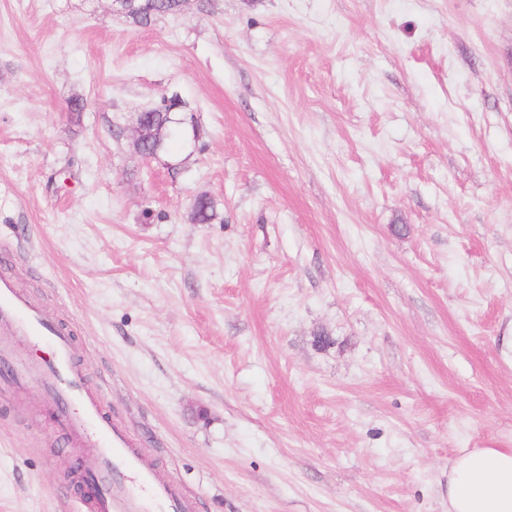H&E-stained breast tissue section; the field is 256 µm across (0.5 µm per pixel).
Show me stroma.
Returning a JSON list of instances; mask_svg holds the SVG:
<instances>
[{"instance_id":"35a3bbf8","label":"stroma","mask_w":512,"mask_h":512,"mask_svg":"<svg viewBox=\"0 0 512 512\" xmlns=\"http://www.w3.org/2000/svg\"><path fill=\"white\" fill-rule=\"evenodd\" d=\"M2 274L196 512H448L512 448V0H0ZM43 389L0 390V512H87ZM145 4L144 8L130 13L127 17L131 18L134 23L146 25L151 20L163 14L175 13L178 11L180 1L178 0H142ZM170 97L169 100L164 99L161 105L142 111L145 112V119L151 132L149 151L155 155L164 151L169 140L175 135L173 108L179 99L177 95Z\"/></svg>"}]
</instances>
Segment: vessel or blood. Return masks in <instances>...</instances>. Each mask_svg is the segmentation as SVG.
Masks as SVG:
<instances>
[{
  "label": "vessel or blood",
  "instance_id": "b4317fda",
  "mask_svg": "<svg viewBox=\"0 0 512 512\" xmlns=\"http://www.w3.org/2000/svg\"><path fill=\"white\" fill-rule=\"evenodd\" d=\"M14 326L17 336L33 345H47L53 356L35 364L16 356L0 343V362L12 379L23 376L45 380V396L59 406L63 428L83 444L98 449L99 462L90 474L97 492L93 512H194L195 504L155 471L130 446L124 431L89 393L76 365V350L66 327L54 322L8 277L0 276V323Z\"/></svg>",
  "mask_w": 512,
  "mask_h": 512
}]
</instances>
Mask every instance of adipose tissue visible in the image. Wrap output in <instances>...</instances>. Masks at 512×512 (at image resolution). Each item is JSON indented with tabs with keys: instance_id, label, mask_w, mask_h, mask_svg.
<instances>
[{
	"instance_id": "1",
	"label": "adipose tissue",
	"mask_w": 512,
	"mask_h": 512,
	"mask_svg": "<svg viewBox=\"0 0 512 512\" xmlns=\"http://www.w3.org/2000/svg\"><path fill=\"white\" fill-rule=\"evenodd\" d=\"M448 512H512V448H476L448 471Z\"/></svg>"
}]
</instances>
